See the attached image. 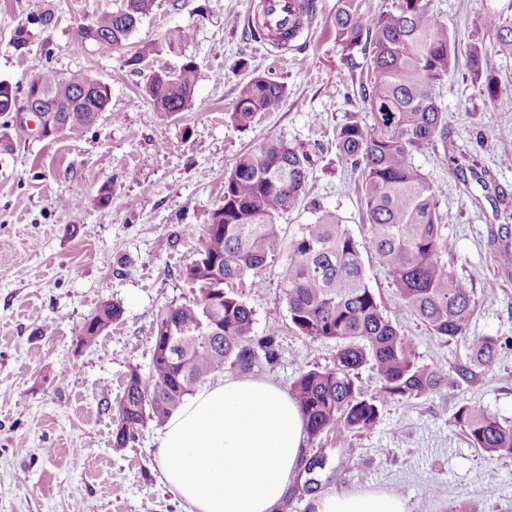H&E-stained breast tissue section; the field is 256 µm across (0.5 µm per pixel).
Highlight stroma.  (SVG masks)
I'll list each match as a JSON object with an SVG mask.
<instances>
[{"label": "stroma", "mask_w": 512, "mask_h": 512, "mask_svg": "<svg viewBox=\"0 0 512 512\" xmlns=\"http://www.w3.org/2000/svg\"><path fill=\"white\" fill-rule=\"evenodd\" d=\"M260 0H156L125 46H84L72 31L115 0H0V81L25 88L39 71H82L109 83L112 99L97 125L60 139H38L0 115V512H184L161 482L162 426L149 424L127 447L113 446L116 417L106 406L121 392L130 366L147 368L158 309L191 299L182 269L201 247L202 226L224 198V177L236 159L269 138L309 150L314 159L306 194L280 217L281 241L313 223L315 206L333 211L355 240L368 229L361 178L336 158V131L357 111L359 71L331 29L336 0H315L316 17L294 46L252 40ZM512 0H429L466 53L474 36L490 50L488 66L501 92L490 100L462 70L449 72L436 93L448 111V142L477 155L492 184L459 186L443 150L414 163L443 192L438 210L454 244L447 261L477 301L468 333L508 338L477 381L388 406L372 430L340 438L332 431L306 442L322 451L321 493L387 490L411 512H512V457L488 461L455 427L467 402L512 422V271L498 257L512 246L495 216L493 194L512 200V57L493 50L482 17ZM52 13L50 26L37 17ZM32 21V39L15 51L17 23ZM176 27L193 39L184 52L197 66L194 106L162 124L144 97V78L126 60L142 43L161 41ZM247 67H239V60ZM272 73L288 87L279 111L249 128L229 114L241 82ZM109 185L108 204L96 200ZM370 288L393 324L418 341L422 362L450 368L464 360V341L429 337L406 309L386 270L362 255ZM278 266L230 282L255 313L257 334L279 336L273 366L253 377L289 388L303 371L330 364L337 346L311 340L291 326ZM124 308L96 343L76 349L85 319L101 302ZM470 498H462L460 489Z\"/></svg>", "instance_id": "1"}]
</instances>
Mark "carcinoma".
<instances>
[{
	"instance_id": "obj_1",
	"label": "carcinoma",
	"mask_w": 512,
	"mask_h": 512,
	"mask_svg": "<svg viewBox=\"0 0 512 512\" xmlns=\"http://www.w3.org/2000/svg\"><path fill=\"white\" fill-rule=\"evenodd\" d=\"M294 36L312 20L313 0H299ZM154 0H118L115 8L80 24L74 39L93 45L110 34L126 42ZM336 44L356 47L370 57L359 84L361 112L352 113L336 131L341 162L359 171L361 204L368 226L364 242L354 239L331 211L300 225L289 243L281 283L293 328L313 340L338 344L331 364L309 369L289 387L302 416L307 438L314 441L336 428L348 433L370 430L385 407L439 393L475 381L495 361L497 336H467L476 300L442 256L452 244L442 232L438 189L415 166L414 157L442 146L448 151V113L435 88L448 72L464 65L491 100L499 95L495 74L484 68L487 50L477 38L460 59L455 37L429 12L427 0H394L391 8L368 15L362 0H336L331 20ZM482 28L496 39L497 51L512 56V12L487 13ZM192 37L173 29L162 41L180 54ZM161 48L146 43L127 65L145 78V94L156 117L170 122L192 108L198 70L192 58L155 68ZM31 81L63 89L55 116L65 130L78 133L98 123L111 93L79 71L39 72ZM288 96L277 78L257 75L238 87L231 123L246 129L266 112L278 111ZM21 110L13 87L0 81V113ZM449 160L462 180L488 184L478 157ZM311 154L280 138H269L240 155L224 177V198L213 208L201 249L182 270L195 294L192 300L159 309L151 336L146 375L130 367L123 394L112 406L116 415L113 447L136 441L148 423L158 425L195 393L209 377L226 369L247 374L260 361L281 357L277 336L255 335L254 311L228 281L252 273V286L279 257L281 225L277 219L305 195ZM374 253L391 277L409 312L439 340H467L465 360L448 371L419 360L416 340L401 332L384 313L369 287L361 250ZM369 364L380 386L364 390L359 371ZM453 420L471 447L489 457H512V425L475 404H463Z\"/></svg>"
}]
</instances>
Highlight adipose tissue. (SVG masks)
Returning <instances> with one entry per match:
<instances>
[{
    "label": "adipose tissue",
    "instance_id": "obj_1",
    "mask_svg": "<svg viewBox=\"0 0 512 512\" xmlns=\"http://www.w3.org/2000/svg\"><path fill=\"white\" fill-rule=\"evenodd\" d=\"M305 433L292 396L248 377L220 380L185 399L165 424L161 471L186 512H278L299 476ZM311 512H409L386 490L328 493Z\"/></svg>",
    "mask_w": 512,
    "mask_h": 512
}]
</instances>
